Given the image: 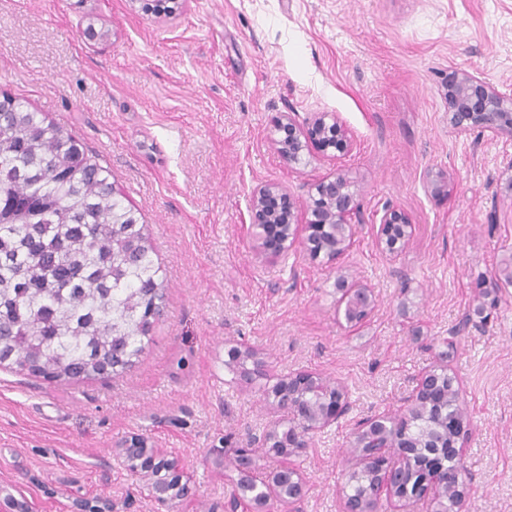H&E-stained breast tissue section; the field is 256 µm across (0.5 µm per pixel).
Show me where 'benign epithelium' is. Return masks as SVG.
Returning a JSON list of instances; mask_svg holds the SVG:
<instances>
[{
    "label": "benign epithelium",
    "mask_w": 512,
    "mask_h": 512,
    "mask_svg": "<svg viewBox=\"0 0 512 512\" xmlns=\"http://www.w3.org/2000/svg\"><path fill=\"white\" fill-rule=\"evenodd\" d=\"M445 99L448 106V122L460 132L479 131L493 135L507 133L512 136V96L499 92L481 77L454 70L448 73ZM278 138L275 144L280 156L288 165L301 162L303 153H317L328 160L348 155L354 147V139L349 129L335 112H311L304 119L295 113H284L275 125ZM429 188L438 200L449 198L453 184L442 172L429 179ZM318 198L299 215L298 201L280 184L266 182L256 186L249 203L250 226L256 230V249L263 255L281 257L291 251L302 249L311 257L320 256L330 263H337L354 243L355 225L362 223V203L350 189V182L341 174L325 178L315 185ZM413 224L410 217L393 205L383 209L377 231V245L390 253L410 241ZM512 281V265L501 269L483 285V295L497 292L501 281ZM341 291V302L358 310L369 311L373 306L372 290L361 285L351 286L347 279L337 283ZM323 384L321 377L311 372H298L279 379L271 388L268 397L275 406L299 421L300 427L281 431L274 427L264 439L270 452L288 459L308 448L307 434L317 432L343 417L349 410V401L343 386L323 389L324 396L311 403L304 397L310 387ZM437 370L422 374L415 393L406 401L402 418L417 417L423 421L420 435L398 445L400 457H430L451 450L456 459H461L463 449L447 448L444 444L443 427L447 420L442 414L426 415L425 405L440 404ZM396 417H376L362 422L356 435L354 447H364L362 438L367 433L381 437L379 448L388 447L387 425ZM120 455L134 466V469L153 477L150 492L155 501L166 504L178 497L191 493L189 485L176 461L167 459L148 441L135 436L121 446ZM240 473L238 496L230 505V512H270L269 504L276 500L284 504L297 502L304 493V483L300 475L289 467L271 471L266 476L267 488L274 494L257 492L249 485L255 471L253 450L239 448L235 452ZM403 471L400 465L392 462L382 465L378 472L376 498L402 497L400 487Z\"/></svg>",
    "instance_id": "7a95c632"
}]
</instances>
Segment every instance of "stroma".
Listing matches in <instances>:
<instances>
[{
    "mask_svg": "<svg viewBox=\"0 0 512 512\" xmlns=\"http://www.w3.org/2000/svg\"><path fill=\"white\" fill-rule=\"evenodd\" d=\"M98 40L84 37L87 26ZM512 95V0H186L168 16L129 0H0V94L26 100L107 168L144 226L165 286L146 353L121 375L67 382L0 368V503L11 512H224L233 456L283 425L267 391L298 371L345 387L349 412L291 458L303 498L275 512H340L357 423L400 414L448 354L470 436L466 512H512V285L478 284L512 258V137L448 123L449 71ZM335 112L355 147L291 169L272 143L282 113ZM343 171L362 223L338 263L255 248L253 188L309 203ZM454 190L439 201L436 172ZM414 224L376 244L386 205ZM367 284L357 326L340 278ZM245 345L251 380L227 365ZM142 436L177 461L189 497L168 505L119 459Z\"/></svg>",
    "mask_w": 512,
    "mask_h": 512,
    "instance_id": "1",
    "label": "stroma"
}]
</instances>
